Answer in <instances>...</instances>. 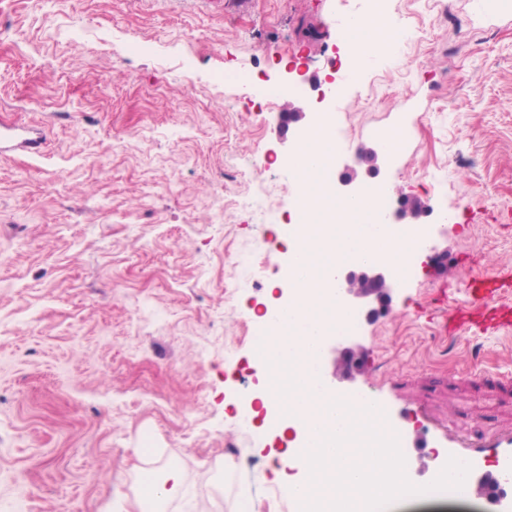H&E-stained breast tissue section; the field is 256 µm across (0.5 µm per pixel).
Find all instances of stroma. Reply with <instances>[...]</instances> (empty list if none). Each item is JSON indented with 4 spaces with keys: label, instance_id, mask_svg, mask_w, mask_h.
Instances as JSON below:
<instances>
[{
    "label": "stroma",
    "instance_id": "stroma-1",
    "mask_svg": "<svg viewBox=\"0 0 512 512\" xmlns=\"http://www.w3.org/2000/svg\"><path fill=\"white\" fill-rule=\"evenodd\" d=\"M377 3L400 40L337 68L332 24ZM334 75L348 96L318 102L311 79ZM293 83L308 117L352 130L337 167L407 125L361 182L428 203V249L456 272L420 257L363 322L353 392L419 389L472 433L512 415V386L491 381L512 378V347L493 331L442 342L432 318L437 289L460 306L471 278L512 272V0H0V123L47 143L0 158V512H113L146 445L187 475L167 512H236L245 489L256 512H290L283 444L255 431L246 395L298 190L267 94Z\"/></svg>",
    "mask_w": 512,
    "mask_h": 512
}]
</instances>
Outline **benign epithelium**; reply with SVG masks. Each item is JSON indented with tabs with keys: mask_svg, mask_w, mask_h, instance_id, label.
Instances as JSON below:
<instances>
[{
	"mask_svg": "<svg viewBox=\"0 0 512 512\" xmlns=\"http://www.w3.org/2000/svg\"><path fill=\"white\" fill-rule=\"evenodd\" d=\"M305 118V112L299 106L290 105L288 111L279 113V126L286 129L288 125H298ZM379 153L374 150L359 152L358 163L366 165L368 175L375 176L379 171ZM358 171L347 166L340 172L337 179V196L351 199L359 193ZM428 213V207L420 199L412 196H402L399 205L385 219L416 220ZM336 285L342 297L354 308L371 319L380 314L389 313L393 300L394 274L389 266L380 263L348 264L341 267L336 273ZM364 347L358 343H348L336 349V380L341 383L352 384L364 369Z\"/></svg>",
	"mask_w": 512,
	"mask_h": 512,
	"instance_id": "1",
	"label": "benign epithelium"
}]
</instances>
